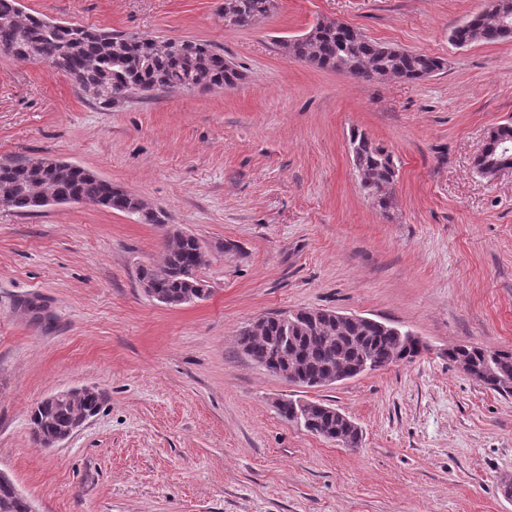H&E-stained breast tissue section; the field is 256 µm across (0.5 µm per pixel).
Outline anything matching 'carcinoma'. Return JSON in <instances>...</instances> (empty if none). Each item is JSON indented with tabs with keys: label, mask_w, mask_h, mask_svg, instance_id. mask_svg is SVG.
Instances as JSON below:
<instances>
[{
	"label": "carcinoma",
	"mask_w": 512,
	"mask_h": 512,
	"mask_svg": "<svg viewBox=\"0 0 512 512\" xmlns=\"http://www.w3.org/2000/svg\"><path fill=\"white\" fill-rule=\"evenodd\" d=\"M269 0H224V24L250 27L269 15ZM512 37V0H491L452 32L451 40L465 45L494 43ZM281 54L315 68H342L363 82L400 78L418 79L443 70L439 57L373 41L356 29L334 22H319L314 35L278 41ZM0 50L39 63L50 60L75 85L102 107L124 100L137 86L160 92L173 90L233 87L242 78L228 66L224 52L194 40H156L137 35H118L84 26L53 22L25 12L17 0H0ZM512 144V125L493 129L484 152L497 159L512 161V153L501 154L498 142ZM354 163L363 174V187L373 202L387 210L385 188L396 176L392 153L379 142L353 134ZM112 210L137 217L141 224H162V214L147 207L133 194L112 186L83 167L47 158L43 164L0 163V197L10 209L26 213L34 209L35 196L54 197L60 192ZM198 240L191 235L174 234L166 241L163 260L143 266L139 279L156 282L158 292L173 306L188 302L191 283L202 266L197 259ZM282 335L279 316H266L240 328L239 348L253 361L275 368L293 355L299 363L306 386L327 374L345 370L366 349L376 369L400 356L395 336L376 326L345 324L330 330L302 321L292 327V350L285 353L277 345ZM476 365L494 356L495 371L512 375V352L463 345ZM99 399L76 394L63 400L41 402L32 414V440L36 447L48 449L57 436L75 421L98 410ZM332 405L310 410V425L305 430L324 439L336 436L339 429ZM0 512H30L29 501L12 481H0Z\"/></svg>",
	"instance_id": "1"
}]
</instances>
